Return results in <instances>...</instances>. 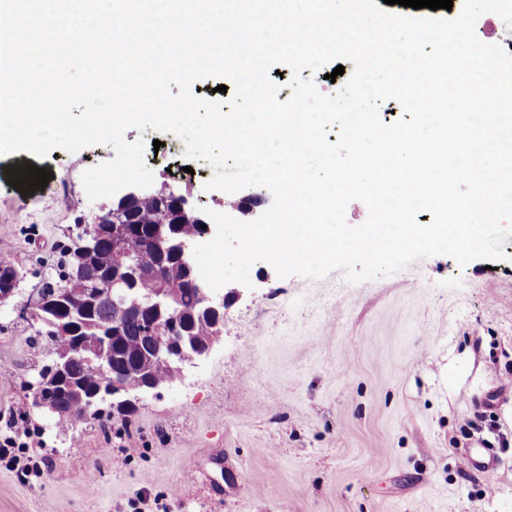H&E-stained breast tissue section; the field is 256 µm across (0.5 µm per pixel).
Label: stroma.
Listing matches in <instances>:
<instances>
[{"instance_id":"1","label":"stroma","mask_w":512,"mask_h":512,"mask_svg":"<svg viewBox=\"0 0 512 512\" xmlns=\"http://www.w3.org/2000/svg\"><path fill=\"white\" fill-rule=\"evenodd\" d=\"M125 139L144 141L155 184L253 220L239 193L207 189L213 168L178 136ZM114 156L0 157V261L24 271L0 308V435L25 430L41 467L25 478L0 462V512H512V447L492 476L461 466L476 407L512 439V237L502 260L437 255L358 284L255 262L211 354L130 420L72 425L33 407L34 356L51 343L16 309L109 206L82 175ZM24 166L50 171L47 185L21 194L10 180Z\"/></svg>"}]
</instances>
